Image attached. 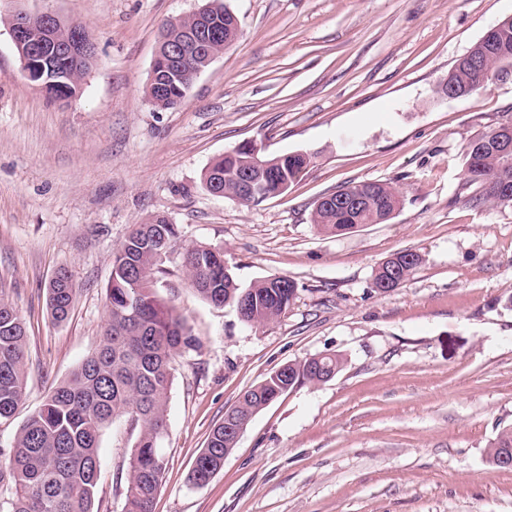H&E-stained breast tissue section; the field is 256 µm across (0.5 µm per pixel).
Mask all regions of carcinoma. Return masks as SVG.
Instances as JSON below:
<instances>
[{
  "label": "carcinoma",
  "mask_w": 512,
  "mask_h": 512,
  "mask_svg": "<svg viewBox=\"0 0 512 512\" xmlns=\"http://www.w3.org/2000/svg\"><path fill=\"white\" fill-rule=\"evenodd\" d=\"M211 21L221 32L212 50L222 53L225 40L236 35L224 0L205 4ZM472 55L485 67H512V27L498 43H476ZM206 55H192L171 65V89L164 95L152 84L147 95L153 106L164 111L185 97L194 72L204 66ZM481 72L469 66L456 69L457 87L480 81ZM493 130L471 139L464 148L466 183L474 188L469 202L512 205V197L497 193L500 161L491 148ZM248 154H224L204 171L203 185L224 176V192L237 195L236 172L247 166ZM269 164L268 191L279 195L280 184L297 181L311 164L303 153L264 157ZM369 187V200L355 209L317 202L311 220L324 233L344 234L362 224H384L400 204L398 191L380 181L347 186L353 192ZM180 237L176 224L156 214L134 225L112 254V278L106 288L107 319L103 336L94 351L71 375L48 394L42 407L30 415L15 433L9 448H0V483H10L15 496L9 512H95V489L99 475V442L102 431L115 419L126 418L136 430L125 487L123 512H153L154 499L166 469L160 442L167 434V407L175 358L198 347V339L185 318L177 314L155 291L159 277L169 274L156 244L166 241L173 249ZM397 260L381 263L373 287L387 293L403 284L421 263L414 252H400ZM183 268L190 285L207 302L237 306L246 296L248 307L242 321L251 326L275 322L292 304L295 282L286 276L258 280L241 286L224 263V251L203 245L184 248ZM76 293L66 270H59L47 288V307L58 323L68 319ZM26 328L12 303L0 299V422L16 414L26 388ZM337 354L309 357L288 364V371L272 372L259 384L245 390L216 425L208 443L193 461L188 481L206 484L224 466V449L237 444L233 427L246 426L252 416L283 394L302 385L333 379L343 368ZM512 448V428L501 431L489 446V463L504 468Z\"/></svg>",
  "instance_id": "1"
}]
</instances>
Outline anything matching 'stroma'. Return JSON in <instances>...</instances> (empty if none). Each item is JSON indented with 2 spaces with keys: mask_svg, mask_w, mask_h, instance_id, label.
<instances>
[{
  "mask_svg": "<svg viewBox=\"0 0 512 512\" xmlns=\"http://www.w3.org/2000/svg\"><path fill=\"white\" fill-rule=\"evenodd\" d=\"M206 2L0 0V298L27 328L26 396L0 448L97 347L112 254L162 214L181 244L223 249L242 285L287 276L297 293L252 327L167 260L156 291L200 346L173 364L153 512H512V469L487 460L512 427V206L468 203L464 175L466 143L512 117V77L452 100L438 91L512 0H224L238 39L178 106L156 110L159 35ZM21 10L82 21L93 37L71 99L22 76L10 35ZM244 144L312 164L257 206L208 193L204 169ZM359 181L401 192L392 219L319 232L316 201ZM403 250L421 264L376 292V268ZM62 268L77 292L57 323L46 287ZM333 353L346 360L336 377L283 394L206 485L188 483L244 390ZM135 436L121 418L100 438L97 512H122Z\"/></svg>",
  "mask_w": 512,
  "mask_h": 512,
  "instance_id": "stroma-1",
  "label": "stroma"
}]
</instances>
